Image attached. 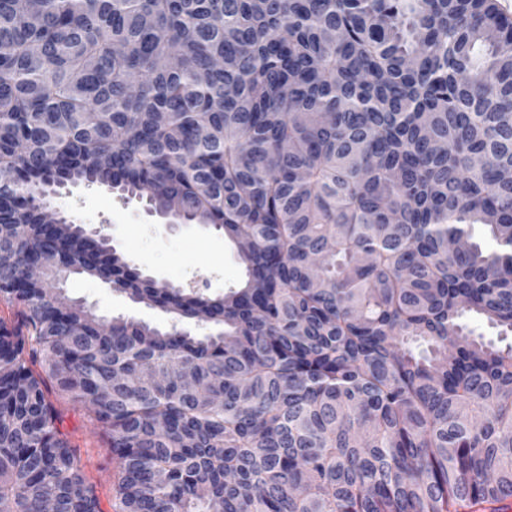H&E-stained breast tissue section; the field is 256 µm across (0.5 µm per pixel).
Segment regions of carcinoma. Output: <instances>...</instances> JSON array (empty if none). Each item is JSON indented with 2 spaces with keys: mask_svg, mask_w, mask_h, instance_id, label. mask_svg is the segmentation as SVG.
Masks as SVG:
<instances>
[{
  "mask_svg": "<svg viewBox=\"0 0 512 512\" xmlns=\"http://www.w3.org/2000/svg\"><path fill=\"white\" fill-rule=\"evenodd\" d=\"M0 512H462L512 497V18L498 0H0ZM108 104L98 119L85 113ZM112 154V168L96 154ZM108 187L249 250L186 293L46 224ZM196 336L23 283L34 252ZM50 399L59 412L58 428L79 449L85 473L96 486L100 509L115 512L113 487L119 478V467L105 430L89 417L86 409L60 398L54 391Z\"/></svg>",
  "mask_w": 512,
  "mask_h": 512,
  "instance_id": "cac0c4a2",
  "label": "carcinoma"
}]
</instances>
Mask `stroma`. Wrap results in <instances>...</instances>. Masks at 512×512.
<instances>
[{"mask_svg":"<svg viewBox=\"0 0 512 512\" xmlns=\"http://www.w3.org/2000/svg\"><path fill=\"white\" fill-rule=\"evenodd\" d=\"M52 207L90 233L108 239L128 264L142 275L185 291L224 294L244 276L237 249L223 232L209 224L169 222L149 213L139 200L125 199L105 187L71 185L52 199ZM67 298L90 306L105 318H132L151 326L170 327L172 316L132 302L124 293L87 275L69 276ZM59 429L79 449L84 470L96 486L102 512H115L113 487L119 478L118 459L105 430L86 409L57 397Z\"/></svg>","mask_w":512,"mask_h":512,"instance_id":"1","label":"stroma"}]
</instances>
